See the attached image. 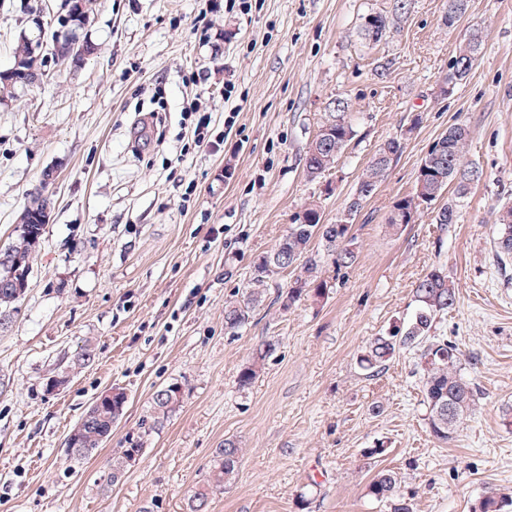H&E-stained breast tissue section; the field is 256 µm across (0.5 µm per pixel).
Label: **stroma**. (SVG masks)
<instances>
[{"mask_svg": "<svg viewBox=\"0 0 512 512\" xmlns=\"http://www.w3.org/2000/svg\"><path fill=\"white\" fill-rule=\"evenodd\" d=\"M63 4L0 0V70L19 32L37 36ZM393 4L95 0L86 32L97 53L79 64L45 56L39 82L0 100V249L36 188L51 201L28 288L0 326V512H188L227 439L245 455L208 512H387L367 494L384 469L413 512H469L490 487L512 495V273L493 263L490 214L512 200V0H468L447 30V0H413L398 35L365 43L361 16ZM203 25L205 41L195 33ZM477 27L487 31L477 64L438 97L441 72ZM339 98L353 107L357 135L309 181L306 147ZM192 102L214 131L232 122L222 145L192 148L182 120ZM416 114L421 125L352 224L356 263L323 264L324 298L287 312L278 297L300 271L275 274L250 323L228 334L225 301L300 207L318 199L335 221L378 146ZM457 122L483 171L458 223L442 233L424 212L390 233L395 201ZM435 267L457 292L437 332L456 341L460 372L479 393L445 443L429 434L415 350L373 376L356 362L372 338L411 319L413 289ZM268 340L275 354L239 390L238 372ZM87 343L94 363L70 368ZM55 378L62 387L48 390ZM171 383L184 391L181 408L100 491L105 460ZM113 388L128 402L111 438L74 461L68 434ZM380 442L386 453L368 456Z\"/></svg>", "mask_w": 512, "mask_h": 512, "instance_id": "obj_1", "label": "stroma"}]
</instances>
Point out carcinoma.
<instances>
[{"label":"carcinoma","mask_w":512,"mask_h":512,"mask_svg":"<svg viewBox=\"0 0 512 512\" xmlns=\"http://www.w3.org/2000/svg\"><path fill=\"white\" fill-rule=\"evenodd\" d=\"M94 0H69L65 20H57L60 36L51 45V55L63 61L78 62L74 43L88 50L95 44L88 40L84 31L88 25L86 15L92 12ZM468 0H448V7L441 17L446 28L455 24L466 12ZM412 0H394L393 13L368 12L361 17L359 35L368 44L376 45L390 37L396 29L397 20L406 16ZM486 34L474 28L456 46L452 58L451 74L462 80L477 63ZM45 52L40 39H32L27 33L19 34L13 48V62L6 71H0V92H9L17 86H27L30 79L41 75ZM423 117L416 114L411 124L400 134L385 140L373 155L359 178L358 187L346 203L344 210L358 215L365 202L384 181L392 163L404 149L405 141L422 123ZM470 130L464 123H455L435 140L432 150L422 158L414 190L398 199L388 217L393 230L414 222L423 211H432V221L440 231L458 223L459 208L467 196L470 186L483 177V171L467 158ZM357 136L349 104L341 99L334 102L333 109L325 113L318 131L308 145L305 157V172L315 180L335 164L339 155ZM453 195L448 202L435 207L438 199L448 190ZM48 206L41 194H36L20 216L11 244L6 248L9 264L0 266V325L10 320L15 304L23 293L1 282L27 281L31 274V258L42 243V217ZM300 214L306 218H294L287 233L269 253L254 262L252 276L240 297L224 305V329L234 333L246 326L253 312L264 300L270 278L289 268L303 266L307 276L293 282L281 302L284 311L291 309L302 296L312 292L316 297L325 295L327 282L317 276L322 257H327L336 270L352 266L357 259L353 238L349 235L351 225L343 223V214L336 221L323 219L321 206L311 201L303 206ZM496 231L495 247L502 266L512 265V204L502 203L493 209ZM318 238L323 254L310 252L313 238ZM417 304L412 319L395 325L386 334L371 339L358 356L361 369L373 373L386 365L401 348L416 350L421 367V392L427 409V424L430 434L440 442L453 439L460 425L473 410L477 400V389L458 371L461 350L448 337L437 333L436 323L440 315L453 308L457 301L454 283L441 267L427 272L413 289ZM276 350L275 344L263 343L252 360L238 373L239 389L245 390L262 371L266 361ZM183 403L182 387L169 384L156 391L150 401L147 414L140 423V432L125 437L126 447L108 460L100 476L101 487L109 489L122 478L136 461L143 447V437L164 425ZM126 399L124 393L115 394L91 411V416L81 417L79 423L65 440L66 447L75 461L86 459L112 435V425L122 414ZM241 449L230 439L216 449L209 478L192 490L189 496V512H207L212 497L224 490V484L234 474ZM398 478L391 470L378 473L369 483L368 495L385 503L389 512H413L412 504L398 491ZM470 512H512V496L489 489L471 506Z\"/></svg>","instance_id":"cac0c4a2"}]
</instances>
